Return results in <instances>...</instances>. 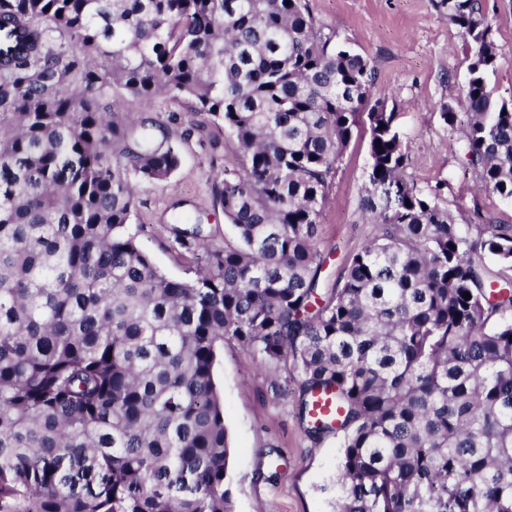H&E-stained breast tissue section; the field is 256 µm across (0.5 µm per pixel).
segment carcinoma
<instances>
[{"label":"carcinoma","instance_id":"cac0c4a2","mask_svg":"<svg viewBox=\"0 0 512 512\" xmlns=\"http://www.w3.org/2000/svg\"><path fill=\"white\" fill-rule=\"evenodd\" d=\"M438 7L470 53L464 159L512 199L491 26L479 0ZM2 28L0 512H232L226 341L275 388L292 365L305 432L338 437L332 512H512V228L473 236L413 190L374 68L308 0H0ZM161 95L240 155L215 182L237 243L174 227L183 279L130 228V176H172L171 133L115 119L120 97ZM363 133L380 235L330 284L317 228ZM320 392L334 423L312 416Z\"/></svg>","mask_w":512,"mask_h":512}]
</instances>
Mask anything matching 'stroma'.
Returning a JSON list of instances; mask_svg holds the SVG:
<instances>
[{
	"mask_svg": "<svg viewBox=\"0 0 512 512\" xmlns=\"http://www.w3.org/2000/svg\"><path fill=\"white\" fill-rule=\"evenodd\" d=\"M481 3L497 52L486 80L497 96L512 100V0ZM309 7L325 32L336 34L374 66L373 95L384 98L385 111L396 115L409 159L406 176L415 191L436 195L459 224L512 226V200L479 188L465 164L462 130H449L443 120L445 105L465 110L468 53L463 36L435 0H309ZM123 110L151 116L178 136V169L165 182L138 184L132 226L161 270L184 277L190 256L174 244L170 227L176 215L188 212L203 216L213 247L234 242L212 187L224 168L239 165V154L222 125L184 102L161 96L146 105L129 98ZM368 162L366 140H352L323 207L316 241L331 281L343 276L351 257L379 233L358 208ZM280 375L290 385L276 395L259 356L225 343L215 368L234 448L224 487L234 512H329L336 497L338 440L317 442L307 436L297 417L295 373L284 366Z\"/></svg>",
	"mask_w": 512,
	"mask_h": 512,
	"instance_id": "obj_1",
	"label": "stroma"
}]
</instances>
